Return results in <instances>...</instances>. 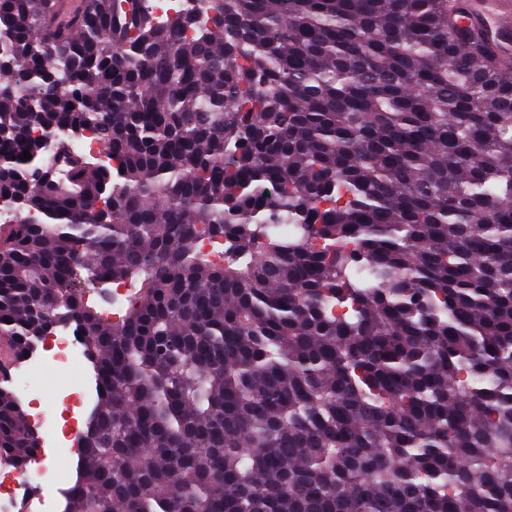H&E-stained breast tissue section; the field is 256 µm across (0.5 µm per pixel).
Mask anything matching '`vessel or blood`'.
I'll return each instance as SVG.
<instances>
[{
    "instance_id": "vessel-or-blood-1",
    "label": "vessel or blood",
    "mask_w": 512,
    "mask_h": 512,
    "mask_svg": "<svg viewBox=\"0 0 512 512\" xmlns=\"http://www.w3.org/2000/svg\"><path fill=\"white\" fill-rule=\"evenodd\" d=\"M456 23L481 34L499 56L501 65L512 68V49L499 36L503 28L512 29V0H466Z\"/></svg>"
}]
</instances>
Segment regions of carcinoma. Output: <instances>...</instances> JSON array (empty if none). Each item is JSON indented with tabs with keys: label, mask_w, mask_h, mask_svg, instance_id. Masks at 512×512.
<instances>
[{
	"label": "carcinoma",
	"mask_w": 512,
	"mask_h": 512,
	"mask_svg": "<svg viewBox=\"0 0 512 512\" xmlns=\"http://www.w3.org/2000/svg\"><path fill=\"white\" fill-rule=\"evenodd\" d=\"M461 9L0 0V341L81 335L71 512H512V75Z\"/></svg>",
	"instance_id": "1"
}]
</instances>
